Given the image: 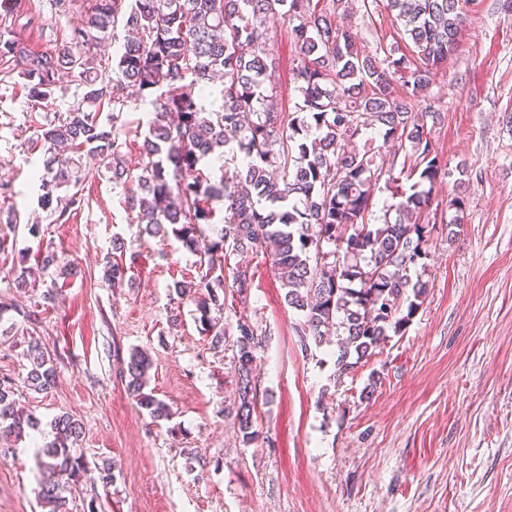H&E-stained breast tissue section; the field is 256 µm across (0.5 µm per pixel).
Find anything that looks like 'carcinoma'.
<instances>
[{"label": "carcinoma", "instance_id": "carcinoma-1", "mask_svg": "<svg viewBox=\"0 0 512 512\" xmlns=\"http://www.w3.org/2000/svg\"><path fill=\"white\" fill-rule=\"evenodd\" d=\"M401 23L402 44L383 53L362 49L356 34L338 20L342 0H97L96 8L70 41L53 54L36 53L0 31V63L25 80L28 97L39 104L54 95L61 73L72 74L76 98L65 114L48 121L36 143L43 154L38 175L42 208L64 216L81 202V160L96 159L127 186V206L144 233L172 235L194 253L213 223V202L223 203L224 227L206 244L205 275L178 281V297L194 295L201 330L224 341V328L211 317L222 311L224 249L260 250L280 271L285 299L302 312L303 343L320 347L336 337V376L362 360L412 321L426 283L411 269L427 253L436 224L426 220L432 192L447 177L435 152L428 121L437 114L424 105L436 71L457 50L466 24L462 0H385ZM292 23L299 61L294 80L302 104L286 118L266 87L275 68L268 44L271 20ZM132 34L112 66L94 64L77 52L90 30L104 33L117 23ZM223 79L221 106L204 100L215 76ZM410 89L401 96L397 83ZM134 88L149 99L154 118L143 133L146 162L134 175L123 160L120 114L102 123L99 112L114 100V88ZM376 126L386 142L410 150L413 163L401 175L382 171L368 153L348 145ZM231 144L243 154L240 166L216 171L212 156ZM385 180L398 199V219L373 224L372 187ZM464 197L448 196V237L464 218ZM334 250L322 251L323 244ZM335 257L332 262L325 261ZM126 273L119 263L104 267L103 279L116 287ZM237 429L255 438L254 330L237 323ZM30 367L25 386L47 393L56 366L40 341L25 353ZM152 362L134 350L122 370L128 393L153 420L166 419L167 405L145 392ZM16 384L0 378V435L17 443L32 438L40 422L22 412ZM52 440L34 446L39 468L37 498L48 512H70L67 493L92 471L104 486L112 467H90L76 445L82 423L61 414L51 422Z\"/></svg>", "mask_w": 512, "mask_h": 512}]
</instances>
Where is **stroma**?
<instances>
[{"label": "stroma", "mask_w": 512, "mask_h": 512, "mask_svg": "<svg viewBox=\"0 0 512 512\" xmlns=\"http://www.w3.org/2000/svg\"><path fill=\"white\" fill-rule=\"evenodd\" d=\"M94 4L13 0L0 25L51 54ZM464 10L459 47L427 93L440 114L432 144L450 171L434 199L463 192V224L455 237L431 235L415 269L426 296L405 332L341 378L330 347L302 348V316L266 254L227 253L216 347L193 319V299L174 292L175 282L199 280L198 257L143 234L111 172L85 160L80 205L60 221L42 210L33 144L75 86L45 107L22 78H0V213L16 210L21 222L0 223V377L25 376L27 342L41 338L56 385L19 388L18 408L45 425L42 443L55 416L81 420L84 456L111 463L112 485L81 481L72 512L90 499L97 512H512V11L503 0H466ZM346 22L369 51L401 37L384 0H351ZM269 37L274 102L289 114L301 97L288 22L271 21ZM119 97L123 153L135 168L151 108L129 91ZM116 237L125 243L117 253ZM49 253L53 274L41 270ZM109 256L127 270L122 287L102 279ZM239 269L252 277L244 294L233 286ZM242 318L260 341L248 444L233 421ZM135 348L151 355L148 388L171 420H151L128 394L119 370ZM37 476L33 448L11 451L0 439V512H42Z\"/></svg>", "instance_id": "35a3bbf8"}]
</instances>
